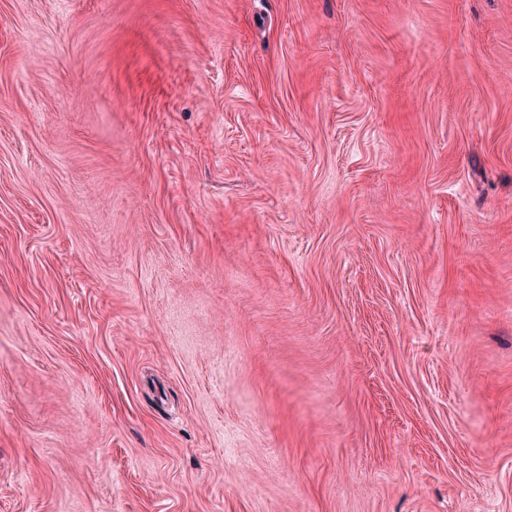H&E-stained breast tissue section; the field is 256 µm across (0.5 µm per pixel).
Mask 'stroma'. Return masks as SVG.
Masks as SVG:
<instances>
[{
	"mask_svg": "<svg viewBox=\"0 0 512 512\" xmlns=\"http://www.w3.org/2000/svg\"><path fill=\"white\" fill-rule=\"evenodd\" d=\"M0 512H512V0H0Z\"/></svg>",
	"mask_w": 512,
	"mask_h": 512,
	"instance_id": "obj_1",
	"label": "stroma"
}]
</instances>
